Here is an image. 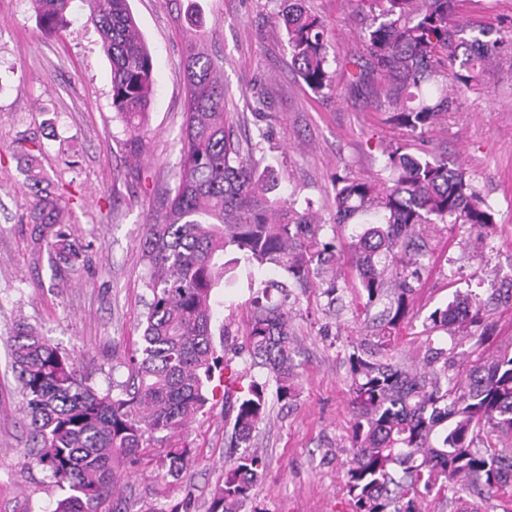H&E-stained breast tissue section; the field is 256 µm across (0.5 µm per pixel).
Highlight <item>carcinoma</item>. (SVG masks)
I'll list each match as a JSON object with an SVG mask.
<instances>
[{
  "mask_svg": "<svg viewBox=\"0 0 512 512\" xmlns=\"http://www.w3.org/2000/svg\"><path fill=\"white\" fill-rule=\"evenodd\" d=\"M73 0H33L47 33L64 28ZM111 65L112 107L125 131L143 137L154 93L155 67L129 0H82ZM363 14V54L344 64L351 92L372 98L388 121L423 134L479 90L480 74L512 57V37L458 16V0H357ZM278 19L291 65L316 94L335 90L327 24L305 0H283ZM183 48L187 108L174 187L162 212L146 225L145 288L152 295L142 346L128 361L121 393L102 392L70 357L31 328L8 337L15 378L25 401L23 420L37 465L66 490L55 512H102L125 472L153 457L156 477L179 480L192 448L183 433L218 389L215 377L240 372L213 342L214 290L249 271L244 352L249 369L266 371L237 391L224 390L232 411L231 444L242 448L215 485L207 512H238L266 469L247 451L267 417L268 383L280 402L297 397L292 358L296 337L288 317L294 288H320L336 303L340 269L348 264L366 301L358 315L383 310L372 340L349 355L353 409L352 456L345 488L354 512H417L415 504L447 492L478 497L512 489V346L462 370L460 339L480 348L492 336L484 304L458 295L427 317L421 366L395 360L394 336L413 310L415 283L426 257L424 235L440 224L486 230L496 211L464 170L448 158L386 152L384 178H336V223L351 226L346 260L326 239L315 201L276 195L279 176L260 168L258 144L239 140L224 118L219 61L199 47L200 19L192 14ZM43 184L26 212L50 256L75 264L81 251L59 228L66 185L34 166ZM273 265L281 279H257ZM450 347L435 348L434 334Z\"/></svg>",
  "mask_w": 512,
  "mask_h": 512,
  "instance_id": "carcinoma-1",
  "label": "carcinoma"
}]
</instances>
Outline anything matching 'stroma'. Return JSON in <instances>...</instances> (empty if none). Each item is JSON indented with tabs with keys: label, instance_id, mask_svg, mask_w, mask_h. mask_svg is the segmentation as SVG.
I'll return each instance as SVG.
<instances>
[{
	"label": "stroma",
	"instance_id": "obj_1",
	"mask_svg": "<svg viewBox=\"0 0 512 512\" xmlns=\"http://www.w3.org/2000/svg\"><path fill=\"white\" fill-rule=\"evenodd\" d=\"M155 65L147 131L132 141L112 109L111 67L95 28L75 0L69 25L55 35L39 26L30 0H0V512H54L61 492L31 453L20 419L7 337L16 323L35 328L105 391L126 381L124 361L141 344L150 300L143 286L144 226L160 210L180 159L185 111L183 30L198 14L207 51L221 59L230 123L261 145L263 164L281 177L280 192L313 199L337 246L348 231L335 222L337 177L383 176L382 151L447 154L474 180L497 212L484 242L466 228L439 225L417 283L413 317L395 339L398 359L418 357L425 319L458 294L487 304L495 325L483 351L512 343V66L482 74L484 92L462 94L440 125L419 138L390 124L361 96L350 95L344 71L335 89L313 93L290 65L280 0H130ZM331 32L332 55L363 51L355 0H306ZM41 145L38 166L71 186L65 230L87 250L76 265L51 264L24 221L33 193L17 158L19 143ZM328 309L318 289L296 290L292 329L300 374L293 406L270 400L252 450L267 469L239 512H352L344 487L350 421L351 341L365 330L354 317L352 278ZM250 296L245 273L217 289L214 344L234 351L246 341ZM222 398L209 400L187 429L189 477L161 480L143 459L121 479L117 512H157L192 494L207 512L211 492L232 455Z\"/></svg>",
	"mask_w": 512,
	"mask_h": 512
}]
</instances>
